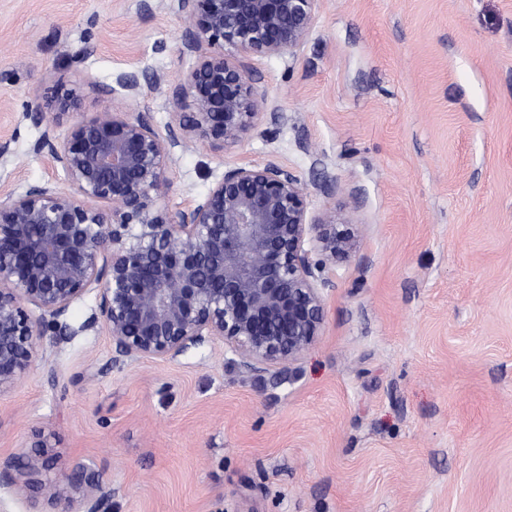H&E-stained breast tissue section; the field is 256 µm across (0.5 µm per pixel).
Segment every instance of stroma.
<instances>
[{
	"mask_svg": "<svg viewBox=\"0 0 512 512\" xmlns=\"http://www.w3.org/2000/svg\"><path fill=\"white\" fill-rule=\"evenodd\" d=\"M179 36L165 0H0V194L63 182L22 116L56 83L80 118L110 104L165 130L166 87L97 86L173 81ZM248 65L278 120L179 152L165 206L273 159L350 224L296 380L242 372L219 338L120 357L87 294L0 393V512H33L5 465L43 429L53 473L108 481L99 512H512V0H320L295 55ZM161 85V80L155 76L153 79L146 81L145 85L141 84L139 78L135 74L121 73L112 81V85H98L99 91L106 97H114L121 95L127 99H138L141 96L152 92Z\"/></svg>",
	"mask_w": 512,
	"mask_h": 512,
	"instance_id": "stroma-1",
	"label": "stroma"
}]
</instances>
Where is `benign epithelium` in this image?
<instances>
[{"label":"benign epithelium","mask_w":512,"mask_h":512,"mask_svg":"<svg viewBox=\"0 0 512 512\" xmlns=\"http://www.w3.org/2000/svg\"><path fill=\"white\" fill-rule=\"evenodd\" d=\"M319 2L170 0L195 62L171 85L164 134L143 113L105 109L62 140L56 128L78 111L76 90L59 83L25 103L24 118L43 128L33 152L64 184L0 195V392L42 356L45 336L77 334L61 318L91 290L125 358H173L215 336L241 368L277 366L288 371L280 381L295 379L286 366L320 335L330 271L354 245L336 209L311 214L301 179L272 160L224 171L175 212L161 201L178 149L238 142L279 118L243 60L293 55ZM160 85L121 73L99 91L135 100ZM7 468L27 476L24 489L48 512H97L110 492L93 471L51 476L26 453Z\"/></svg>","instance_id":"7a95c632"}]
</instances>
